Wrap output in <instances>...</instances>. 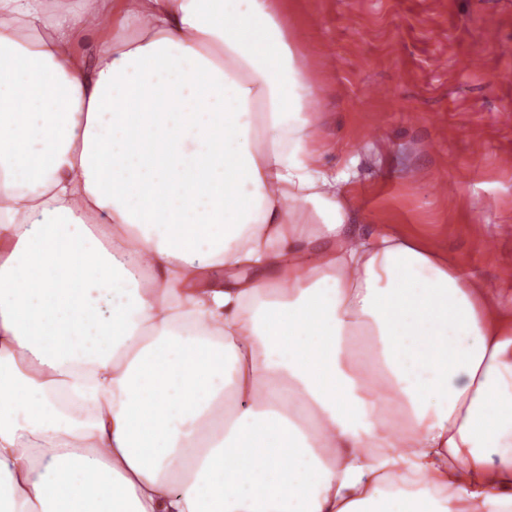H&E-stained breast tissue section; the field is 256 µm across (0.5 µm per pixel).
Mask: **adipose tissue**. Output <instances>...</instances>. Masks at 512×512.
Here are the masks:
<instances>
[{"instance_id":"obj_1","label":"adipose tissue","mask_w":512,"mask_h":512,"mask_svg":"<svg viewBox=\"0 0 512 512\" xmlns=\"http://www.w3.org/2000/svg\"><path fill=\"white\" fill-rule=\"evenodd\" d=\"M315 93L273 0H0V512H512V299Z\"/></svg>"}]
</instances>
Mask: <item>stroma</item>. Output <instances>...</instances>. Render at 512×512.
I'll return each instance as SVG.
<instances>
[{"mask_svg":"<svg viewBox=\"0 0 512 512\" xmlns=\"http://www.w3.org/2000/svg\"><path fill=\"white\" fill-rule=\"evenodd\" d=\"M354 224L431 239L512 291V0H276Z\"/></svg>","mask_w":512,"mask_h":512,"instance_id":"1","label":"stroma"}]
</instances>
